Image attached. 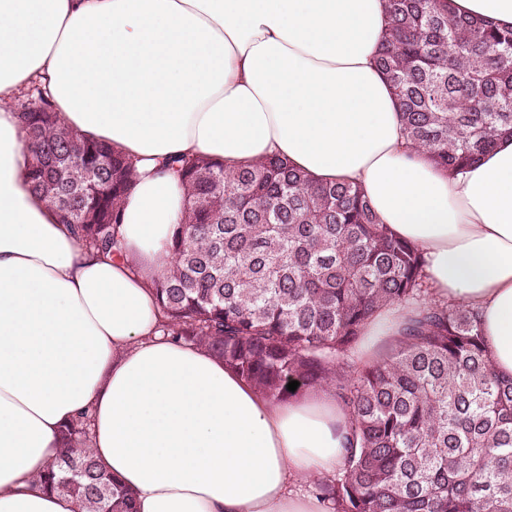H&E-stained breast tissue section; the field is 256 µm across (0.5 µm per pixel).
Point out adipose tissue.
Wrapping results in <instances>:
<instances>
[{"label":"adipose tissue","instance_id":"obj_1","mask_svg":"<svg viewBox=\"0 0 512 512\" xmlns=\"http://www.w3.org/2000/svg\"><path fill=\"white\" fill-rule=\"evenodd\" d=\"M448 7L512 26V0ZM384 28L383 0H0V512H74L31 480L84 410L136 512H326L296 486L334 475L351 446L333 391L273 399L160 329L153 281L187 205L162 168L173 157L279 155L358 185L421 251L431 299L480 311L512 375V137L455 174L410 149L374 65ZM34 85L61 124L136 161L121 253L79 246L32 192L8 104ZM411 314L384 310L359 362Z\"/></svg>","mask_w":512,"mask_h":512}]
</instances>
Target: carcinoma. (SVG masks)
I'll return each instance as SVG.
<instances>
[{
  "instance_id": "carcinoma-1",
  "label": "carcinoma",
  "mask_w": 512,
  "mask_h": 512,
  "mask_svg": "<svg viewBox=\"0 0 512 512\" xmlns=\"http://www.w3.org/2000/svg\"><path fill=\"white\" fill-rule=\"evenodd\" d=\"M384 9L376 66L413 148L454 174L512 136V28L459 18L448 0ZM19 118L34 192L81 246L112 252L133 160L60 126L41 95ZM163 168L180 176L187 207L154 282L161 331L274 399L292 395L291 381L334 391L354 447L314 483L330 512H512V377L495 371L479 311L430 299L421 253L379 223L358 187L314 182L278 156ZM394 305L414 310L403 336L357 365L353 344ZM61 443L36 478L42 490L70 497L75 512H134L92 448L87 413Z\"/></svg>"
}]
</instances>
